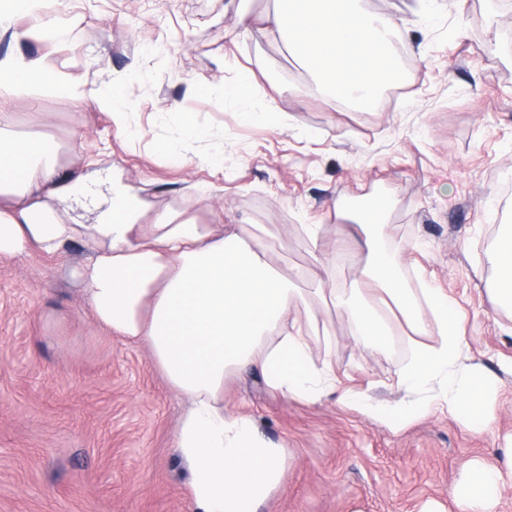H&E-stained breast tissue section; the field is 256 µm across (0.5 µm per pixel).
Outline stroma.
<instances>
[{
  "label": "stroma",
  "instance_id": "1",
  "mask_svg": "<svg viewBox=\"0 0 512 512\" xmlns=\"http://www.w3.org/2000/svg\"><path fill=\"white\" fill-rule=\"evenodd\" d=\"M361 6L401 27L402 79L366 109L332 101L266 31L278 0H46L43 19L79 16L68 36L21 37L27 19L0 35V58H39L87 87L124 82L118 123L46 86L0 93L14 135L61 144L62 177L108 168L152 211L243 226L301 288L329 266L350 288L363 256L336 204L382 199L380 244L400 255L407 286L458 302L472 361L500 381L490 429L444 410L392 429L342 403L345 392L401 399L394 383L413 354L401 327L380 351L335 321L336 391L317 403L282 397L254 371L225 380V412L251 417L283 454L257 512H458L468 464H501L512 434V309L489 297V252L512 225V195L497 192L512 179V0ZM242 9L259 19L244 35ZM242 71L256 82L253 121L222 100ZM187 118L204 138L185 136ZM302 224L321 225L317 245ZM87 256L77 244L0 259V512H189L173 448L185 404L144 346L94 323L70 274Z\"/></svg>",
  "mask_w": 512,
  "mask_h": 512
}]
</instances>
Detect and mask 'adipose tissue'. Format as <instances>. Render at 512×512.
Instances as JSON below:
<instances>
[{
  "mask_svg": "<svg viewBox=\"0 0 512 512\" xmlns=\"http://www.w3.org/2000/svg\"><path fill=\"white\" fill-rule=\"evenodd\" d=\"M335 101L368 107L384 84L399 76L397 21L363 12L358 0H282L265 18ZM52 85L71 99L113 106L120 119L121 80L85 88L49 70L41 60L0 59V88ZM0 113V257L30 249L60 254L76 241L91 257L72 271L87 295L95 323L114 337L147 346L169 387L186 402L174 438L189 469L190 512H256L279 486L281 449L271 446L247 416L224 411V378L248 367L282 396L315 403L336 389L332 363L319 355L311 331L333 334L320 312H336L366 347L387 348L395 323L415 335L413 358L397 386L399 407L375 404L363 393L343 397L375 422L400 421L447 409L473 429L494 421L498 382L468 362L458 330L457 302L438 288H407L399 257L382 250L377 225L362 224L358 245L365 263L356 288L318 280L299 288L272 266L261 236L228 224H200L176 211L147 209L125 186L104 178L111 205L95 223L78 224L67 211L97 208L85 180L56 172L60 144L50 135L13 137ZM489 260L496 301L512 308V225H501ZM435 335L432 344L424 343ZM512 481V448L503 465L473 462L456 495L460 512H488Z\"/></svg>",
  "mask_w": 512,
  "mask_h": 512,
  "instance_id": "1",
  "label": "adipose tissue"
}]
</instances>
